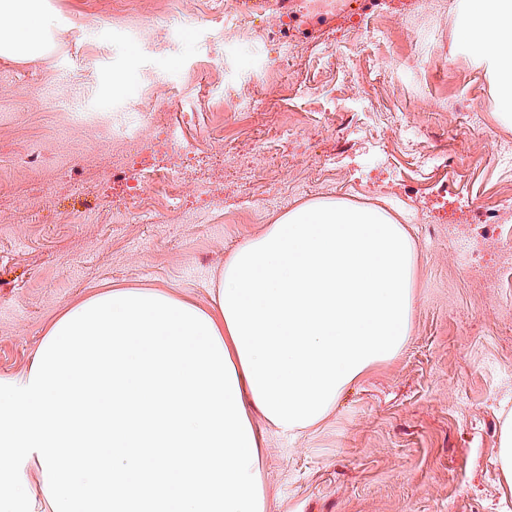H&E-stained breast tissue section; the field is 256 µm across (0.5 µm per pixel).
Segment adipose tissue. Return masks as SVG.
Listing matches in <instances>:
<instances>
[{
    "mask_svg": "<svg viewBox=\"0 0 512 512\" xmlns=\"http://www.w3.org/2000/svg\"><path fill=\"white\" fill-rule=\"evenodd\" d=\"M43 0H0V54L33 57ZM463 43L512 120V0H469ZM415 246L342 200L282 215L224 264L213 310L115 288L69 308L0 380V512H263L260 438L320 424L410 331ZM36 469L37 486L23 481Z\"/></svg>",
    "mask_w": 512,
    "mask_h": 512,
    "instance_id": "1",
    "label": "adipose tissue"
}]
</instances>
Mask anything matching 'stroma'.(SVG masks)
I'll return each mask as SVG.
<instances>
[{"label":"stroma","instance_id":"35a3bbf8","mask_svg":"<svg viewBox=\"0 0 512 512\" xmlns=\"http://www.w3.org/2000/svg\"><path fill=\"white\" fill-rule=\"evenodd\" d=\"M36 58L0 54V378L20 379L67 308L115 288L156 289L209 309L225 260L284 213L320 199L383 208L416 250L403 349L348 386L316 427L251 418L261 435L264 512H503L496 463L512 411V171L497 168L512 124L491 76L460 41L462 0H356L288 21L298 50L261 89L275 46L224 44V0H44ZM197 29L165 49L126 36L125 18ZM449 66H437L440 58ZM176 94L196 153L178 199L133 208L132 176L165 165V135L112 174L90 114L127 124L144 84ZM433 97L436 106L418 102ZM483 109L480 125L466 115ZM413 128L416 149L400 137ZM446 157L432 169L414 150ZM46 189L34 223L20 195Z\"/></svg>","mask_w":512,"mask_h":512}]
</instances>
